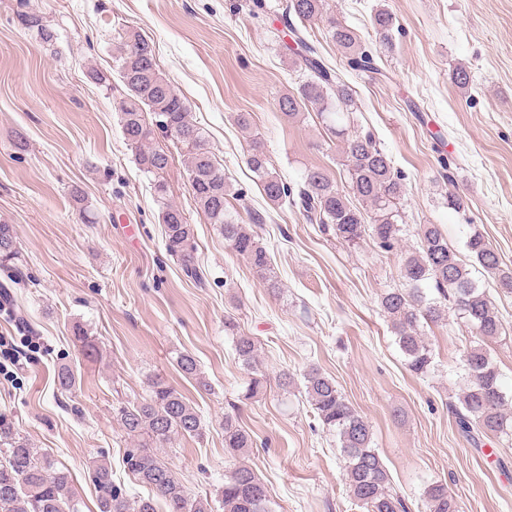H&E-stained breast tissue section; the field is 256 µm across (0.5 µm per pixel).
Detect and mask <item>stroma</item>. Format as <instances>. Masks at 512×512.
<instances>
[{
  "mask_svg": "<svg viewBox=\"0 0 512 512\" xmlns=\"http://www.w3.org/2000/svg\"><path fill=\"white\" fill-rule=\"evenodd\" d=\"M286 4L0 0V222L14 226L21 252L16 269L0 267V283L13 285L12 301L0 304V336L21 359L0 372V413L69 471L81 512H98L97 460L127 498L151 495L124 468L134 442L113 409L148 398L158 376L205 425L202 438L176 437L163 455L191 494L212 493L239 461L266 484L271 512H366L347 492L335 435L306 398L303 375L315 367L371 424L390 489L407 512H427L424 491L435 481L447 483L460 512H512V444L485 436L475 446L456 429L468 343L456 313L425 325L433 366L412 373L379 305L381 294L403 285L401 251H382L369 238L346 244L298 208L273 206L246 164L256 138L292 190L312 167L334 177L342 171L340 144L316 111L289 120L277 107L299 81L284 47ZM326 4L378 55L381 74L352 71L327 33H316L325 63L353 93L356 130L372 133L403 176L404 248L416 245L420 225L435 224L468 261L466 241L477 230L512 268V0ZM382 7L394 16L387 47L372 28ZM27 12L55 30L53 43L21 27ZM122 27L152 44L161 73L187 99L224 166L228 212L241 224L251 212L264 215L258 233L279 290L196 207L184 151L159 133L155 145L173 155L163 178L194 227L204 282L187 278L168 254L153 177L121 131L126 89L113 62ZM459 65L470 73L469 88L451 80ZM93 70L109 86L95 83ZM452 187L466 210L449 208ZM470 270L504 324L489 352L511 397L512 294L478 264ZM228 319L236 332L225 331ZM78 328L97 356L83 354ZM237 332L255 339L256 368L238 361ZM182 352L195 355L210 391L179 372ZM64 367L76 376L68 391L57 385ZM256 377L264 386L247 397ZM228 413L253 440L237 460L224 451Z\"/></svg>",
  "mask_w": 512,
  "mask_h": 512,
  "instance_id": "obj_1",
  "label": "stroma"
}]
</instances>
